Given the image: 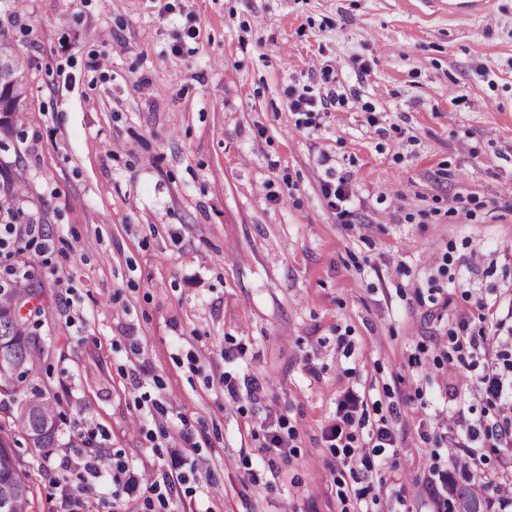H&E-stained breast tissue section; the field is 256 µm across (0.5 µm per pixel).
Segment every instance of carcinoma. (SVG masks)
<instances>
[{
  "label": "carcinoma",
  "instance_id": "1",
  "mask_svg": "<svg viewBox=\"0 0 512 512\" xmlns=\"http://www.w3.org/2000/svg\"><path fill=\"white\" fill-rule=\"evenodd\" d=\"M31 69L13 51V44L0 32V146L16 133L15 114L26 93L13 90L12 79L20 71ZM25 186L14 179L11 166L0 164V201L15 204L17 220H25L21 202ZM27 312L0 310V394L7 403L0 404L6 414L0 423V490L14 486L7 512H29L34 504V488L29 471L23 467L15 446L23 438L32 448H52L58 442V424L62 420L58 399L41 384L39 363L48 351L42 337L28 328ZM487 487L477 476H468L453 484L456 512H489Z\"/></svg>",
  "mask_w": 512,
  "mask_h": 512
}]
</instances>
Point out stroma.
<instances>
[{
  "label": "stroma",
  "instance_id": "1",
  "mask_svg": "<svg viewBox=\"0 0 512 512\" xmlns=\"http://www.w3.org/2000/svg\"><path fill=\"white\" fill-rule=\"evenodd\" d=\"M13 2L0 30L33 68L0 163L46 221L30 281L61 445L86 424L101 469L118 451L158 477L182 416L208 466L173 512H418L438 414L473 397L449 332L488 303L512 349V0L465 21L426 0ZM350 388L398 438L362 500L326 438ZM271 430L289 466L262 461ZM61 445L19 450L34 512H72ZM85 500L149 512L98 478Z\"/></svg>",
  "mask_w": 512,
  "mask_h": 512
}]
</instances>
